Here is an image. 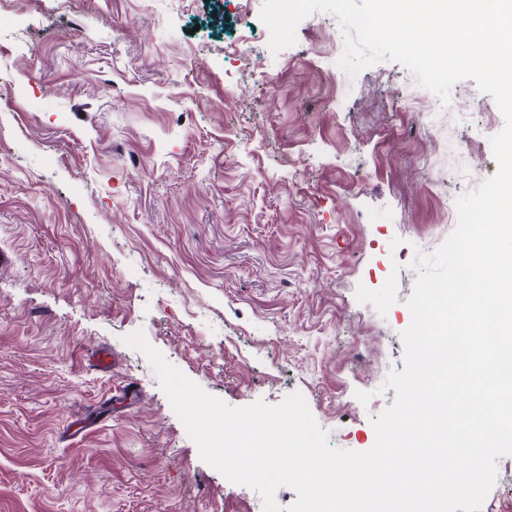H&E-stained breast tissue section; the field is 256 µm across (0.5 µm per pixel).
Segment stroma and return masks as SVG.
<instances>
[{"label": "stroma", "mask_w": 512, "mask_h": 512, "mask_svg": "<svg viewBox=\"0 0 512 512\" xmlns=\"http://www.w3.org/2000/svg\"><path fill=\"white\" fill-rule=\"evenodd\" d=\"M261 7L0 0V512H264L201 459L138 331L231 406L297 392L330 446H373L410 264L496 174L504 118L467 108L471 79L432 111L387 58L330 76L326 12L271 53Z\"/></svg>", "instance_id": "obj_1"}]
</instances>
